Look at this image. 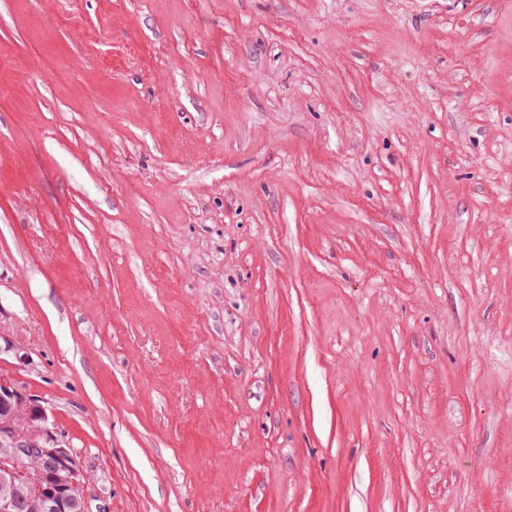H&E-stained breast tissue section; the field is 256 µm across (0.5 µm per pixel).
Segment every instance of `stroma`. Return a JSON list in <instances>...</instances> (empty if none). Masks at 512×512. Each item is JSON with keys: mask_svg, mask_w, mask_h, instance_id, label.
Returning a JSON list of instances; mask_svg holds the SVG:
<instances>
[{"mask_svg": "<svg viewBox=\"0 0 512 512\" xmlns=\"http://www.w3.org/2000/svg\"><path fill=\"white\" fill-rule=\"evenodd\" d=\"M0 338L89 512H512V0H0Z\"/></svg>", "mask_w": 512, "mask_h": 512, "instance_id": "35a3bbf8", "label": "stroma"}]
</instances>
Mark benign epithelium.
I'll use <instances>...</instances> for the list:
<instances>
[{
	"label": "benign epithelium",
	"mask_w": 512,
	"mask_h": 512,
	"mask_svg": "<svg viewBox=\"0 0 512 512\" xmlns=\"http://www.w3.org/2000/svg\"><path fill=\"white\" fill-rule=\"evenodd\" d=\"M9 412L0 424V512H14L16 484L24 481L47 503L49 512H68L86 500L85 478L76 453L60 443L48 427L39 396L13 379L0 380V407ZM43 467L31 470L26 460Z\"/></svg>",
	"instance_id": "obj_1"
}]
</instances>
